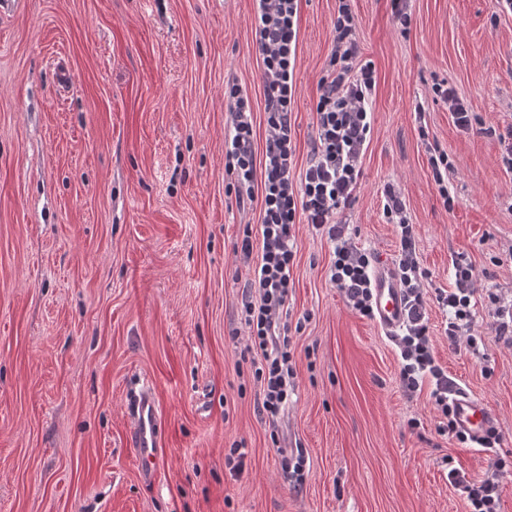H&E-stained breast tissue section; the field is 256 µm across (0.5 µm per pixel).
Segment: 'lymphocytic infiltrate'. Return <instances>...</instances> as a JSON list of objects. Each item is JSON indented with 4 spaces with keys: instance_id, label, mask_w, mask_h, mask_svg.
<instances>
[{
    "instance_id": "f902f5d3",
    "label": "lymphocytic infiltrate",
    "mask_w": 512,
    "mask_h": 512,
    "mask_svg": "<svg viewBox=\"0 0 512 512\" xmlns=\"http://www.w3.org/2000/svg\"><path fill=\"white\" fill-rule=\"evenodd\" d=\"M334 45L326 74L318 83L312 156L301 173L293 171L291 105L296 93L299 0H256L255 44L262 59L267 137L263 154L253 142V107L238 85L224 91L230 106V131L224 142L225 166L238 188L253 196L260 210L259 226H244L234 253L252 258L249 287L254 297L242 303L250 334L241 355L247 358L262 388V410L277 422L288 406L293 376L288 353V298L298 219L327 234L334 244L332 283L349 307L364 317L375 314L369 255L352 243L339 213L350 205L361 179L362 158L370 141L369 97L375 86L371 62L362 60L355 37L356 19L348 0H337ZM383 214L394 224L401 250L394 276L406 302V318L393 337L401 358L400 381L410 392L431 382L430 401L439 417V432L467 441L459 429L451 396L452 384L433 354L423 285L430 277L415 248V229L402 198L385 188ZM455 288L437 290L435 301L446 311L445 333L452 345L476 348L473 312L478 303L471 264L454 265ZM450 483L465 493L469 512H498L497 482L466 480L449 468Z\"/></svg>"
}]
</instances>
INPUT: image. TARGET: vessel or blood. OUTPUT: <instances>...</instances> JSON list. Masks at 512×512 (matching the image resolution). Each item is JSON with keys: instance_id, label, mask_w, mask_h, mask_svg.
Instances as JSON below:
<instances>
[{"instance_id": "1", "label": "vessel or blood", "mask_w": 512, "mask_h": 512, "mask_svg": "<svg viewBox=\"0 0 512 512\" xmlns=\"http://www.w3.org/2000/svg\"><path fill=\"white\" fill-rule=\"evenodd\" d=\"M376 319L387 331L396 330L404 321L406 305L391 268L378 264L374 272ZM459 427L481 437L493 426V417L478 399L459 396L455 402ZM132 420L128 441L143 474H155L165 450V420L155 400L148 394L133 395L127 401Z\"/></svg>"}]
</instances>
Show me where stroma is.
<instances>
[{"label":"stroma","instance_id":"1","mask_svg":"<svg viewBox=\"0 0 512 512\" xmlns=\"http://www.w3.org/2000/svg\"><path fill=\"white\" fill-rule=\"evenodd\" d=\"M336 5L300 0L298 173ZM351 6L377 83L361 187L339 219L356 246L394 263L382 192H400L430 273L434 356L496 416L499 445L438 432L428 391L400 383L391 334L331 282V242L300 223L280 430L305 448L303 484L282 468L240 355L248 263L233 244L259 217L238 205L224 168L226 84L248 92L265 148L255 0H0V512H467L449 466L480 481L512 452V345L482 304L477 351L456 349L434 300L463 259L479 295L512 301V173L499 142L512 127V15L493 0H410L404 29L390 0ZM442 80L478 129L454 125L432 91ZM431 146L453 165V205ZM146 384L166 419L151 479L127 445L126 399ZM433 151L434 154L430 152L429 163L433 171L434 181L444 199V203L450 206L453 199L450 197L448 189V155L436 148Z\"/></svg>","mask_w":512,"mask_h":512}]
</instances>
